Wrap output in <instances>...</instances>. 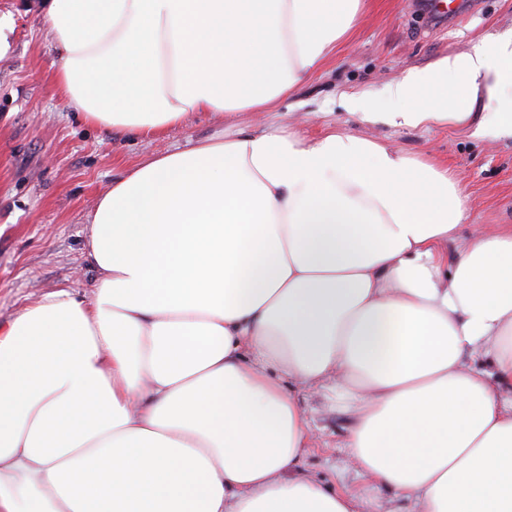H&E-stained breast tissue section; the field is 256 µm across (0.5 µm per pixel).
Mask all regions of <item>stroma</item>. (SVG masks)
I'll return each mask as SVG.
<instances>
[{
    "mask_svg": "<svg viewBox=\"0 0 512 512\" xmlns=\"http://www.w3.org/2000/svg\"><path fill=\"white\" fill-rule=\"evenodd\" d=\"M457 2L455 20L445 24L413 0H364L351 37L274 111L204 114L140 137L87 124L58 95L59 53L43 20L44 0H0V18L10 25L9 46L0 51V325L56 288L91 299L97 272L85 258V228L113 180L147 158L271 124L310 138L343 129L443 163L467 196L469 223L512 225V137L477 134L484 101L466 123L430 129L367 124L345 108L348 95L385 98L406 70L512 31V0ZM299 400L319 435L303 468L335 486L333 468L344 457L339 442L351 419L319 398Z\"/></svg>",
    "mask_w": 512,
    "mask_h": 512,
    "instance_id": "1",
    "label": "stroma"
}]
</instances>
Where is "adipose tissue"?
<instances>
[{"label":"adipose tissue","mask_w":512,"mask_h":512,"mask_svg":"<svg viewBox=\"0 0 512 512\" xmlns=\"http://www.w3.org/2000/svg\"><path fill=\"white\" fill-rule=\"evenodd\" d=\"M362 0H47L54 85L154 135L270 112ZM512 137V33L406 71L361 121ZM446 167L346 131L271 126L153 157L87 227L92 300L0 330V512H512V226ZM352 417L354 476L303 470L297 394ZM391 498H384V491Z\"/></svg>","instance_id":"ef3b65f1"}]
</instances>
